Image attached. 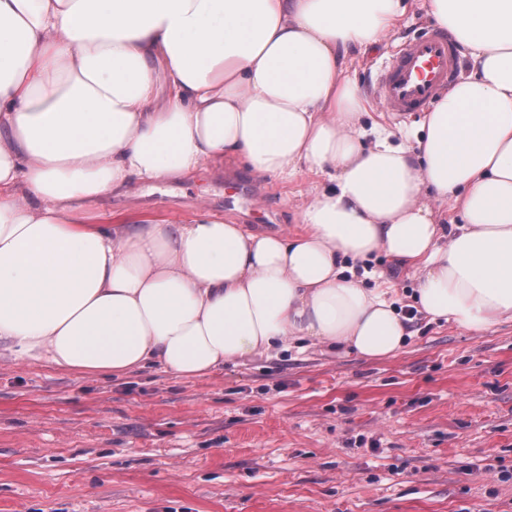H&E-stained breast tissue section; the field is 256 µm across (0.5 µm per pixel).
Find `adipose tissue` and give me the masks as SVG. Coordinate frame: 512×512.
Here are the masks:
<instances>
[{"label": "adipose tissue", "mask_w": 512, "mask_h": 512, "mask_svg": "<svg viewBox=\"0 0 512 512\" xmlns=\"http://www.w3.org/2000/svg\"><path fill=\"white\" fill-rule=\"evenodd\" d=\"M411 8L471 69L365 126L347 57ZM228 161L310 175L298 228L93 207ZM378 254L429 321L512 320V0H0V356L185 379L298 340L393 356L411 321L355 271Z\"/></svg>", "instance_id": "ef3b65f1"}]
</instances>
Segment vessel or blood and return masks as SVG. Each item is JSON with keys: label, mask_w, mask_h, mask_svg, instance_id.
I'll list each match as a JSON object with an SVG mask.
<instances>
[{"label": "vessel or blood", "mask_w": 512, "mask_h": 512, "mask_svg": "<svg viewBox=\"0 0 512 512\" xmlns=\"http://www.w3.org/2000/svg\"><path fill=\"white\" fill-rule=\"evenodd\" d=\"M461 67L453 40L427 31L385 61L366 91L390 114L423 112L458 77Z\"/></svg>", "instance_id": "b4317fda"}]
</instances>
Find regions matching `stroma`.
<instances>
[{"mask_svg": "<svg viewBox=\"0 0 512 512\" xmlns=\"http://www.w3.org/2000/svg\"><path fill=\"white\" fill-rule=\"evenodd\" d=\"M430 25L409 11L356 56L358 86ZM237 180L256 194L249 228H296L308 176L235 163L137 182L100 209L186 223L224 214ZM382 270L407 304L409 269L379 255L356 274L370 288ZM0 512H512V321L421 319L381 359L301 341L197 380L0 359Z\"/></svg>", "mask_w": 512, "mask_h": 512, "instance_id": "35a3bbf8", "label": "stroma"}]
</instances>
